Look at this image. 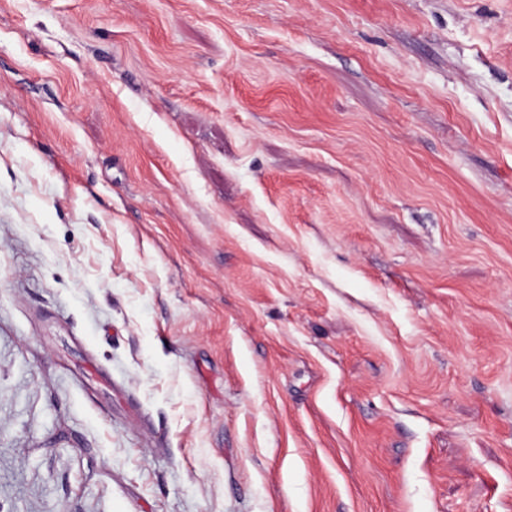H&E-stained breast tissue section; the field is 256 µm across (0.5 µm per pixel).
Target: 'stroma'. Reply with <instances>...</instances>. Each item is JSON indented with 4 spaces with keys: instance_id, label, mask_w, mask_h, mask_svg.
Returning <instances> with one entry per match:
<instances>
[{
    "instance_id": "stroma-1",
    "label": "stroma",
    "mask_w": 512,
    "mask_h": 512,
    "mask_svg": "<svg viewBox=\"0 0 512 512\" xmlns=\"http://www.w3.org/2000/svg\"><path fill=\"white\" fill-rule=\"evenodd\" d=\"M0 512H512V0H0Z\"/></svg>"
}]
</instances>
